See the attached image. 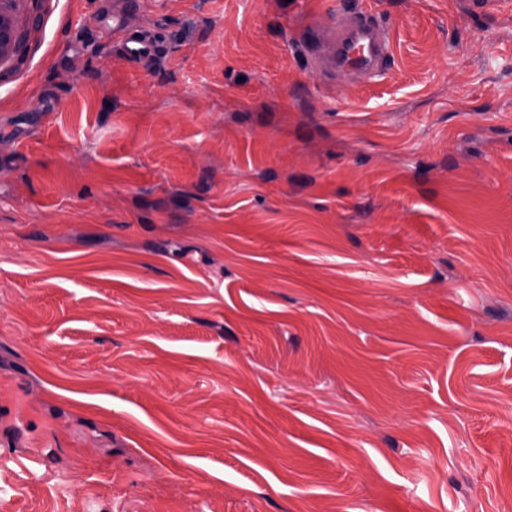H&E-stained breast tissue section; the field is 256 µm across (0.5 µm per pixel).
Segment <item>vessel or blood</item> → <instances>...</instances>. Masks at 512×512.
I'll list each match as a JSON object with an SVG mask.
<instances>
[{"label":"vessel or blood","mask_w":512,"mask_h":512,"mask_svg":"<svg viewBox=\"0 0 512 512\" xmlns=\"http://www.w3.org/2000/svg\"><path fill=\"white\" fill-rule=\"evenodd\" d=\"M114 37L123 43L125 52L132 57L149 53L145 38L123 26L112 28ZM326 52L320 55L322 68L357 82L378 83L386 74V65L392 55V44L386 28L373 16H339L326 32ZM6 388L0 384V464L19 462L16 445L11 438L14 427L26 432L39 431V423L29 414L18 398L6 397Z\"/></svg>","instance_id":"obj_1"}]
</instances>
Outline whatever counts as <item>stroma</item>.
<instances>
[{"label": "stroma", "instance_id": "35a3bbf8", "mask_svg": "<svg viewBox=\"0 0 512 512\" xmlns=\"http://www.w3.org/2000/svg\"><path fill=\"white\" fill-rule=\"evenodd\" d=\"M394 56L314 67L342 12ZM0 379L53 425L0 512H507L512 10L20 0ZM154 41L128 56L114 20ZM94 498L84 503L81 491Z\"/></svg>", "mask_w": 512, "mask_h": 512}]
</instances>
